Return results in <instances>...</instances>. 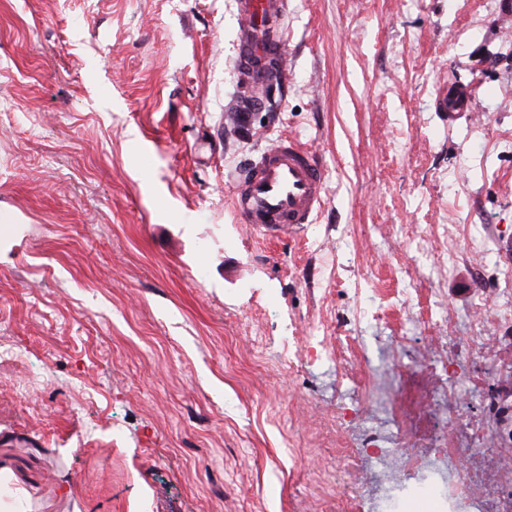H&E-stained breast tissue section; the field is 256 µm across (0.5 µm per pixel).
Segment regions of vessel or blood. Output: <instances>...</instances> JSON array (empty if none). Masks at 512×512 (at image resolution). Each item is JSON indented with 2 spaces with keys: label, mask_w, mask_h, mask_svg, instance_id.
Segmentation results:
<instances>
[{
  "label": "vessel or blood",
  "mask_w": 512,
  "mask_h": 512,
  "mask_svg": "<svg viewBox=\"0 0 512 512\" xmlns=\"http://www.w3.org/2000/svg\"><path fill=\"white\" fill-rule=\"evenodd\" d=\"M237 29L236 67L248 78V104L266 96L270 72L285 74L287 57L279 21L288 0H235ZM449 121L472 115L471 89L448 86L436 100ZM231 197L243 223L265 234L313 223L322 208L326 182L312 147L286 136L266 146L250 165L231 181Z\"/></svg>",
  "instance_id": "b4317fda"
}]
</instances>
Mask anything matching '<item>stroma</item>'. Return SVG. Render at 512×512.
Returning <instances> with one entry per match:
<instances>
[{
	"instance_id": "35a3bbf8",
	"label": "stroma",
	"mask_w": 512,
	"mask_h": 512,
	"mask_svg": "<svg viewBox=\"0 0 512 512\" xmlns=\"http://www.w3.org/2000/svg\"><path fill=\"white\" fill-rule=\"evenodd\" d=\"M511 7L288 0L232 124L234 0H0V512H448L416 454L512 412ZM289 135L326 199L268 237L228 181ZM436 108L448 116V123L475 112L474 97L471 89L464 84L450 85L436 100Z\"/></svg>"
}]
</instances>
